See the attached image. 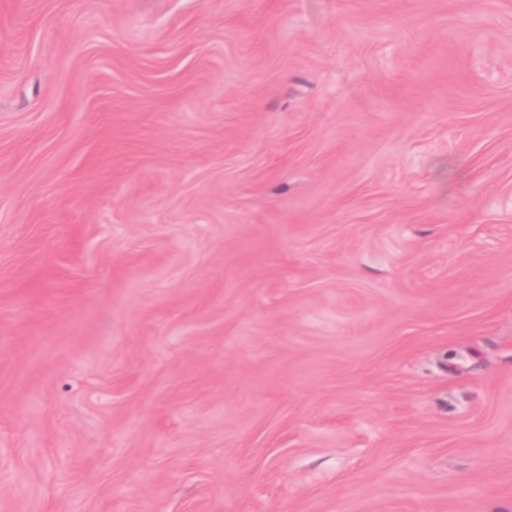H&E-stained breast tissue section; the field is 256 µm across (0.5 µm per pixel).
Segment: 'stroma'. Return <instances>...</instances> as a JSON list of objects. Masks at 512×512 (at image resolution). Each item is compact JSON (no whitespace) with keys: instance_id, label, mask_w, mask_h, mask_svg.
<instances>
[{"instance_id":"obj_1","label":"stroma","mask_w":512,"mask_h":512,"mask_svg":"<svg viewBox=\"0 0 512 512\" xmlns=\"http://www.w3.org/2000/svg\"><path fill=\"white\" fill-rule=\"evenodd\" d=\"M0 512H512V0H0Z\"/></svg>"}]
</instances>
